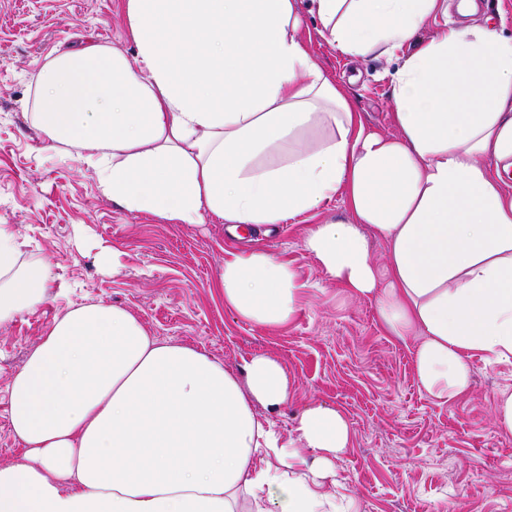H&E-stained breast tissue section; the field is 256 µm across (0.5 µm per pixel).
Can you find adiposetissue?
I'll use <instances>...</instances> for the list:
<instances>
[{
	"mask_svg": "<svg viewBox=\"0 0 512 512\" xmlns=\"http://www.w3.org/2000/svg\"><path fill=\"white\" fill-rule=\"evenodd\" d=\"M123 10L133 56L90 41L48 60L33 88L35 126L97 169L105 197L234 236L341 197L347 219L311 225L304 249L413 340L424 390L456 400L473 356L512 359V36L444 25L419 39L442 0H311L341 54L399 57L397 132L386 135L313 61L300 0H123ZM318 123L330 135L298 145ZM20 248L0 224V323L36 311L52 283L49 261L19 270ZM218 286L226 308L270 331L298 311L295 270L259 248L228 254ZM243 371L150 335L117 306L55 317L10 380L23 460L0 466V512H235L241 492L251 512H358L323 490L351 443L345 416L312 404L282 440L255 408L288 402L285 368L258 354Z\"/></svg>",
	"mask_w": 512,
	"mask_h": 512,
	"instance_id": "ef3b65f1",
	"label": "adipose tissue"
}]
</instances>
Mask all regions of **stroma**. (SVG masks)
Here are the masks:
<instances>
[{
    "label": "stroma",
    "instance_id": "obj_1",
    "mask_svg": "<svg viewBox=\"0 0 512 512\" xmlns=\"http://www.w3.org/2000/svg\"><path fill=\"white\" fill-rule=\"evenodd\" d=\"M452 25H494L512 36V0H480L476 13L447 0ZM313 60L344 84L364 121L395 133L391 74L396 60L345 57L304 14L300 31ZM98 40L134 53L123 0H0V224L22 243L20 261L49 260L54 278L44 305L0 324V465L20 460L9 420V382L52 320L69 307L102 302L136 314L154 336L192 346L241 371L268 354L286 368L293 394L269 413L283 438L311 404L336 408L352 441L336 462L338 495L359 512H512V431L494 422L512 363L473 358V384L445 404L422 389L413 343L392 336L374 299L330 281L303 248L307 229L346 216L341 198L251 241L288 260L300 287L299 311L267 331L224 306L215 281L241 248L226 225L168 224L103 196L92 166L47 149L31 121L32 85L57 52ZM120 251L102 269L100 248Z\"/></svg>",
    "mask_w": 512,
    "mask_h": 512
}]
</instances>
